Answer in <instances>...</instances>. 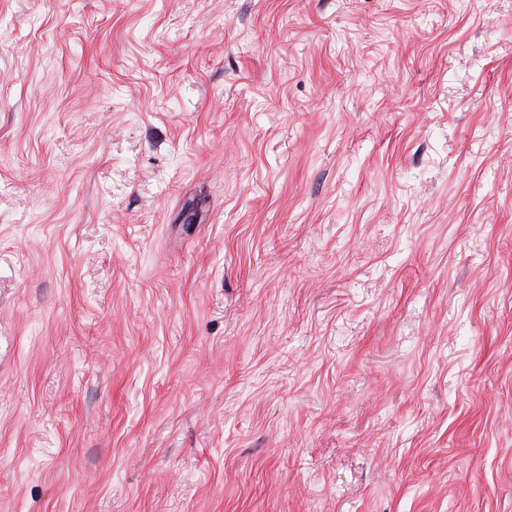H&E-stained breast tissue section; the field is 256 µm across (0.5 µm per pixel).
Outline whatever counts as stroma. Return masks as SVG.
<instances>
[{
    "label": "stroma",
    "instance_id": "obj_1",
    "mask_svg": "<svg viewBox=\"0 0 512 512\" xmlns=\"http://www.w3.org/2000/svg\"><path fill=\"white\" fill-rule=\"evenodd\" d=\"M0 512H512V0H0Z\"/></svg>",
    "mask_w": 512,
    "mask_h": 512
}]
</instances>
